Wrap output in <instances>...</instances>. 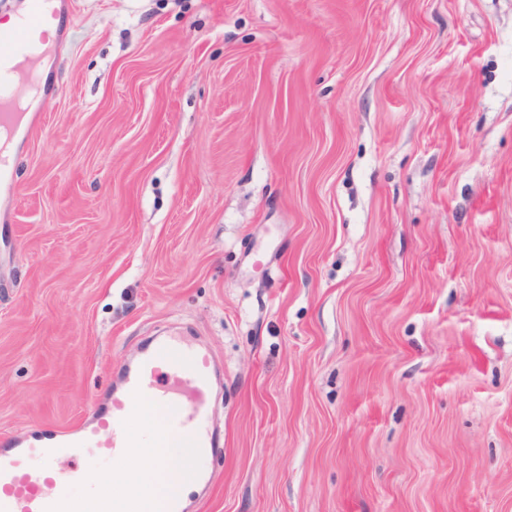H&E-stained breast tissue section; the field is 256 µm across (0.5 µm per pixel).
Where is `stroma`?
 I'll return each instance as SVG.
<instances>
[{"label":"stroma","instance_id":"1","mask_svg":"<svg viewBox=\"0 0 512 512\" xmlns=\"http://www.w3.org/2000/svg\"><path fill=\"white\" fill-rule=\"evenodd\" d=\"M0 182V438L147 337L221 368L190 512H512V0H70Z\"/></svg>","mask_w":512,"mask_h":512}]
</instances>
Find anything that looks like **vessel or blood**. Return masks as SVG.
Instances as JSON below:
<instances>
[{
  "label": "vessel or blood",
  "instance_id": "1",
  "mask_svg": "<svg viewBox=\"0 0 512 512\" xmlns=\"http://www.w3.org/2000/svg\"><path fill=\"white\" fill-rule=\"evenodd\" d=\"M66 6V0H29L19 24L0 30V44L11 49L9 55H0V129L12 132L22 123V113L6 104L17 73L16 60L30 58L40 48L33 30L48 15L62 14ZM210 373L207 355L179 350L165 341L124 371L119 388L96 417L48 437L0 441V512H64L78 486L84 489L82 499L90 512H134L137 501L150 494V487L133 484L127 495L113 496L107 509L98 490L84 484L82 474L104 463L120 462L172 436L192 446L190 467L201 481H210L214 457L207 404ZM141 400L155 407V428H139L136 404ZM66 456L79 459V466L57 469V461Z\"/></svg>",
  "mask_w": 512,
  "mask_h": 512
}]
</instances>
